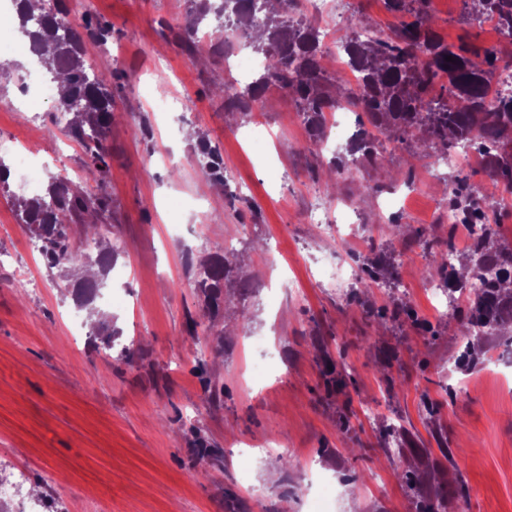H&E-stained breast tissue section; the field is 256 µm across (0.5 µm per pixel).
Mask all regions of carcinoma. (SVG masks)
Instances as JSON below:
<instances>
[{
    "label": "carcinoma",
    "mask_w": 512,
    "mask_h": 512,
    "mask_svg": "<svg viewBox=\"0 0 512 512\" xmlns=\"http://www.w3.org/2000/svg\"><path fill=\"white\" fill-rule=\"evenodd\" d=\"M192 2L185 40L189 53L200 51L198 24L212 16L222 21L224 56L234 52L235 42L241 37L248 48L266 58V68L245 87L232 95L220 89L227 111H251L252 103L273 82L278 90L295 99L310 136L320 142L326 136L325 113L337 101L346 99L362 109L350 154L367 162L383 160L377 149L381 136L408 146L428 142L442 154L458 142L486 139L495 145L488 158L493 188L512 191V96L487 101L492 53L465 42L457 46L445 42L423 8L425 0H384L387 10L412 16V21L402 23L392 37L359 42L350 30L362 25L363 20L355 16L349 20V30L339 36V41L356 73L357 90L325 76L320 65L321 32L308 24L290 22L285 17L288 0H276L275 10L270 8L271 0ZM30 3L19 0L21 28L46 69L55 79L66 81L67 91L59 95L58 111L73 115L68 133L91 160L86 180L101 186L107 172L103 136L114 117L109 92L112 73L90 74L83 38L70 31L63 10H48L42 3L34 9ZM466 4L476 15L496 16L501 30L512 37V0H466ZM448 56L454 61L446 60ZM329 83L336 85L333 95L326 90ZM200 153L210 176L224 179L217 151L203 144ZM486 192L484 187L459 179L450 204L462 219L479 223L483 213L473 210L472 199ZM16 203L19 218L39 243L46 264L64 272L66 288L77 303H93L99 284L79 272L94 263L100 273H106L114 249H102L97 260H90L75 241L74 227L90 216L91 236L102 239L111 232L108 196L92 193L57 174L49 177L46 195L18 197ZM494 236L492 226L484 225L483 234L467 250L470 276L480 278L483 288L467 299L454 320L470 336L478 327L495 330L512 323V252L494 241ZM392 271L393 261L387 254L365 259L362 286L347 294V300L359 302L369 312L375 310L368 300L370 284L387 282ZM229 272L227 258L213 256L202 263L194 281L211 318L223 306L224 280ZM377 310L381 317L397 324L407 313L400 298ZM447 502L448 494L437 491L419 501L416 512H446Z\"/></svg>",
    "instance_id": "obj_1"
}]
</instances>
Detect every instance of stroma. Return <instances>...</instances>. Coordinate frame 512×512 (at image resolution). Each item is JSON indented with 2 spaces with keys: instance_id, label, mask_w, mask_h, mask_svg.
<instances>
[{
  "instance_id": "stroma-1",
  "label": "stroma",
  "mask_w": 512,
  "mask_h": 512,
  "mask_svg": "<svg viewBox=\"0 0 512 512\" xmlns=\"http://www.w3.org/2000/svg\"><path fill=\"white\" fill-rule=\"evenodd\" d=\"M68 13L106 25L84 37L94 71L112 73L114 120L105 134L103 185L111 202V245L119 256L103 287L124 295L122 308L97 300L120 328L134 364L107 361L88 341L73 347L67 321L75 305L58 269L36 255L11 194L0 192V459L24 464L28 489L49 512H81L92 497L112 512H309L319 480L336 491L333 512H413L434 487L464 480L466 498L447 512H512V384L487 364L458 369L460 328L436 316L421 290L438 277L418 234L444 240L436 209L456 171L425 164L431 149L396 145L375 165L334 176L315 149L297 143L305 128L295 101L267 89L261 103L270 131L267 153H250L243 134L251 115L228 112L215 86L224 82V39L193 58L181 37L189 0H90ZM436 31L450 43L495 49L512 66V39L480 25L464 0H431ZM0 136L28 143L30 169L85 182L90 161L46 105L34 139L29 111L16 110L28 59L1 53ZM169 99L151 111L149 98ZM205 137L220 155L224 183L197 152ZM382 191L378 209L363 184ZM403 226L387 236L391 213ZM359 225L372 242L338 249L324 220ZM384 248L409 277L406 303L437 327L430 335L394 327L347 302L346 286L323 278L320 260L343 256L354 267ZM227 255L249 291L224 290L215 320L224 341L200 333L186 340L204 302L194 286L201 259ZM252 323L243 327L240 314ZM397 368L387 390L384 359ZM269 370L264 384L245 381L250 362ZM224 388L220 406L205 401L201 371ZM440 401L428 417L422 400ZM400 422L415 442L399 446L386 428ZM201 436L223 467L193 451ZM447 441L453 458L427 465Z\"/></svg>"
}]
</instances>
